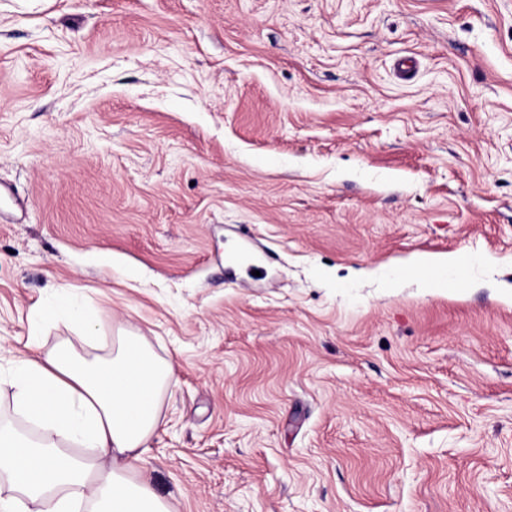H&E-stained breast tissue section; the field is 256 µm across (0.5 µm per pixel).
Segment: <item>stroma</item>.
<instances>
[{
  "mask_svg": "<svg viewBox=\"0 0 512 512\" xmlns=\"http://www.w3.org/2000/svg\"><path fill=\"white\" fill-rule=\"evenodd\" d=\"M5 188L0 372L140 336L170 512H512V0H0ZM463 263L458 256H419L412 261V268L426 288L443 290L448 286V274L453 273ZM36 317L42 321L58 322L67 320L72 323L89 326L94 322V311L89 308H74L69 305H62L51 312H39Z\"/></svg>",
  "mask_w": 512,
  "mask_h": 512,
  "instance_id": "obj_1",
  "label": "stroma"
}]
</instances>
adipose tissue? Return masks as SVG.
<instances>
[{
    "label": "adipose tissue",
    "mask_w": 512,
    "mask_h": 512,
    "mask_svg": "<svg viewBox=\"0 0 512 512\" xmlns=\"http://www.w3.org/2000/svg\"><path fill=\"white\" fill-rule=\"evenodd\" d=\"M10 371L13 407L36 429L0 422V512H74L72 488H86L95 512H169L150 471L134 470L159 429L173 375L136 336L119 332L111 350L87 357L70 344H29ZM87 448L84 456L64 443Z\"/></svg>",
    "instance_id": "ef3b65f1"
}]
</instances>
